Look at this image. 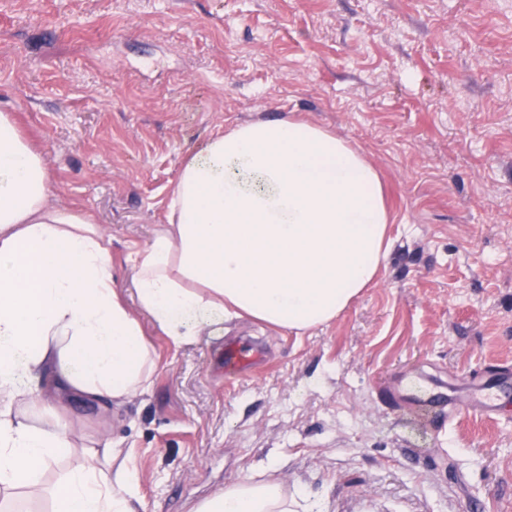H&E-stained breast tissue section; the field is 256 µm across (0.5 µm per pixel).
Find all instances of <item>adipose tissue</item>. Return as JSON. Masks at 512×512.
Here are the masks:
<instances>
[{"mask_svg":"<svg viewBox=\"0 0 512 512\" xmlns=\"http://www.w3.org/2000/svg\"><path fill=\"white\" fill-rule=\"evenodd\" d=\"M47 156L0 109V486L36 484L73 446L72 402L102 412L147 391L154 351L112 274L111 240L51 205ZM382 183L362 152L293 119L213 136L188 157L167 222L128 258L139 307L174 344L248 317L305 332L373 285L391 241ZM55 512H137L111 441L84 454ZM192 512H289L280 483H244Z\"/></svg>","mask_w":512,"mask_h":512,"instance_id":"1","label":"adipose tissue"}]
</instances>
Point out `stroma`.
Masks as SVG:
<instances>
[{
  "label": "stroma",
  "instance_id": "stroma-1",
  "mask_svg": "<svg viewBox=\"0 0 512 512\" xmlns=\"http://www.w3.org/2000/svg\"><path fill=\"white\" fill-rule=\"evenodd\" d=\"M0 107L47 153L52 204L112 240L117 282L190 152L230 126L296 119L379 171L392 246L378 283L304 334L249 319L174 345L148 317L149 390L12 491L51 512L82 447L127 454L145 512L278 481L292 512H512V399L419 429L390 397L425 369L512 373V0H7ZM272 358L224 381V342Z\"/></svg>",
  "mask_w": 512,
  "mask_h": 512
}]
</instances>
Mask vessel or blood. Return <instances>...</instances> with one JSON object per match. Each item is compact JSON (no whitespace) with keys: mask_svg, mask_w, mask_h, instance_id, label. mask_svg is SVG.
<instances>
[{"mask_svg":"<svg viewBox=\"0 0 512 512\" xmlns=\"http://www.w3.org/2000/svg\"><path fill=\"white\" fill-rule=\"evenodd\" d=\"M264 350L248 340L237 339L224 347V376L232 379L245 371H256L266 365ZM512 396V376L501 374L492 379L472 378L454 389L443 390L428 385L420 377L404 378L397 397L412 411L414 421L430 427L444 417H455L467 409L492 418L499 414V403Z\"/></svg>","mask_w":512,"mask_h":512,"instance_id":"1","label":"vessel or blood"}]
</instances>
